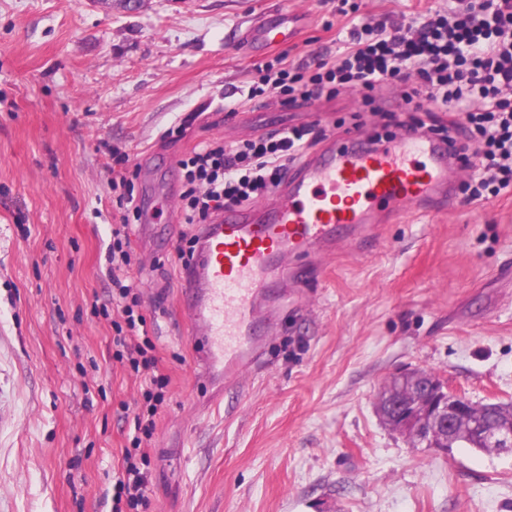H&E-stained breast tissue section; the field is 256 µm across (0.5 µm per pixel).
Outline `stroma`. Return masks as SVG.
<instances>
[{
	"label": "stroma",
	"instance_id": "stroma-1",
	"mask_svg": "<svg viewBox=\"0 0 512 512\" xmlns=\"http://www.w3.org/2000/svg\"><path fill=\"white\" fill-rule=\"evenodd\" d=\"M304 9L295 40L240 42L253 15ZM352 25L334 0H0V512H112L140 380L112 358L105 251L129 156L141 309L171 380L150 450L149 512H512V454L413 446L376 411L426 369L471 401L512 402V194L382 225L366 247L305 259L262 370L219 392L196 368L177 257L179 159L319 122L325 138L397 126L341 92L248 100L277 56L316 63ZM192 117L184 137L161 140Z\"/></svg>",
	"mask_w": 512,
	"mask_h": 512
}]
</instances>
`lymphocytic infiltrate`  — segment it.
Listing matches in <instances>:
<instances>
[{"label": "lymphocytic infiltrate", "instance_id": "1", "mask_svg": "<svg viewBox=\"0 0 512 512\" xmlns=\"http://www.w3.org/2000/svg\"><path fill=\"white\" fill-rule=\"evenodd\" d=\"M457 2L453 10L362 20L349 29L341 54L321 56L311 69L278 59L261 72L248 95L311 104L352 88L375 112L379 91L400 88L404 103L417 100L427 112L452 113V120L429 124V131L472 142L478 163L464 187L467 202H488L512 192V0ZM316 141L314 126L300 125L231 145L211 140L195 146L179 163L186 223H208L228 205L268 195L286 176L289 163ZM106 262L119 314L112 323L114 357L144 382L132 448L125 451L114 484L112 512H144L152 481L149 449L170 379L158 371L157 345L131 284L127 224L113 225Z\"/></svg>", "mask_w": 512, "mask_h": 512}]
</instances>
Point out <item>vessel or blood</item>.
Wrapping results in <instances>:
<instances>
[{
	"instance_id": "vessel-or-blood-1",
	"label": "vessel or blood",
	"mask_w": 512,
	"mask_h": 512,
	"mask_svg": "<svg viewBox=\"0 0 512 512\" xmlns=\"http://www.w3.org/2000/svg\"><path fill=\"white\" fill-rule=\"evenodd\" d=\"M304 21L279 11L253 20L240 38L258 52L293 38ZM456 162L448 141L420 129L381 145L350 134L309 152L272 203L228 209L201 225L183 288L203 376L240 388L263 357L271 317L288 308L300 258L335 252L403 214L446 207Z\"/></svg>"
}]
</instances>
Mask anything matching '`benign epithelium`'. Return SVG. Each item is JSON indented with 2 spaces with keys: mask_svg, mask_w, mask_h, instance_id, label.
Segmentation results:
<instances>
[{
  "mask_svg": "<svg viewBox=\"0 0 512 512\" xmlns=\"http://www.w3.org/2000/svg\"><path fill=\"white\" fill-rule=\"evenodd\" d=\"M404 391L386 385L377 398V413L393 431L414 446L446 450L467 427L479 448L512 453V415L492 421L470 412V399L452 390L437 374L411 370L401 375Z\"/></svg>",
  "mask_w": 512,
  "mask_h": 512,
  "instance_id": "benign-epithelium-1",
  "label": "benign epithelium"
}]
</instances>
